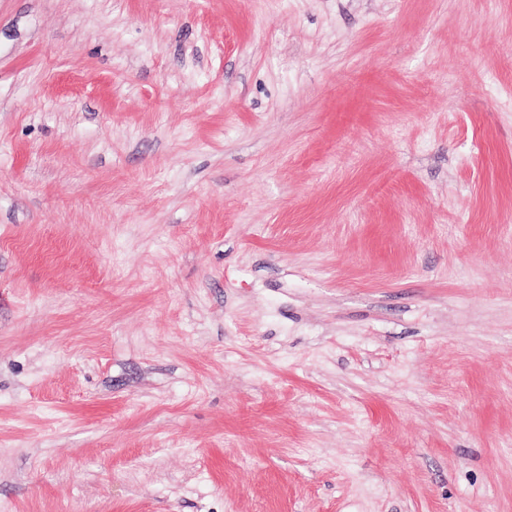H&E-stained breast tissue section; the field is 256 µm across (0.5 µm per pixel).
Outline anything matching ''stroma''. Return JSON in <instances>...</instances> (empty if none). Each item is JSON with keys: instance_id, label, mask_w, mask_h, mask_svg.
<instances>
[{"instance_id": "1", "label": "stroma", "mask_w": 512, "mask_h": 512, "mask_svg": "<svg viewBox=\"0 0 512 512\" xmlns=\"http://www.w3.org/2000/svg\"><path fill=\"white\" fill-rule=\"evenodd\" d=\"M0 512H512V0H0Z\"/></svg>"}]
</instances>
